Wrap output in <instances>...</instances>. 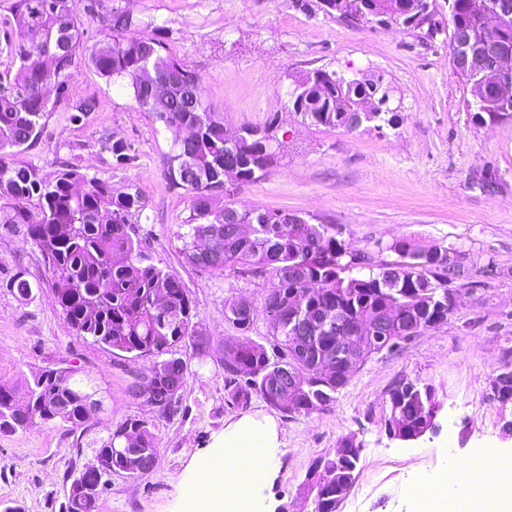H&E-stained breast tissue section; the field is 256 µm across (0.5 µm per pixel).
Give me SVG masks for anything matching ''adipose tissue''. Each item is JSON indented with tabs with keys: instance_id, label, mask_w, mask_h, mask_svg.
<instances>
[{
	"instance_id": "obj_1",
	"label": "adipose tissue",
	"mask_w": 512,
	"mask_h": 512,
	"mask_svg": "<svg viewBox=\"0 0 512 512\" xmlns=\"http://www.w3.org/2000/svg\"><path fill=\"white\" fill-rule=\"evenodd\" d=\"M279 446L274 419L245 416L225 425L223 438L192 463L194 476L207 478L208 487L189 493L187 512H263L261 492L275 478ZM468 463L480 466L485 481L495 487V496L484 497L477 488L453 480L459 469L453 463L448 477L417 480L413 494L419 512H512V455L476 453Z\"/></svg>"
}]
</instances>
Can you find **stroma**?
I'll return each instance as SVG.
<instances>
[{
  "label": "stroma",
  "mask_w": 512,
  "mask_h": 512,
  "mask_svg": "<svg viewBox=\"0 0 512 512\" xmlns=\"http://www.w3.org/2000/svg\"><path fill=\"white\" fill-rule=\"evenodd\" d=\"M133 18L126 36L145 35L152 22L167 51L201 80V92L224 117L228 131L272 126L276 156L253 184L227 181L215 202L288 211L313 224L342 226L351 251L392 262L389 246L400 238L424 246H454L465 255L469 280L447 321L372 355L355 371L327 410L294 418L278 415L281 447L277 477L264 491L271 507L311 512L300 487L311 463L354 437L361 446L358 475L339 512H414L417 476L440 475L450 461L477 450L512 452L504 432L512 402L492 395L491 381L512 363V121L475 125L464 104L470 87L449 56V31L429 35L398 25L356 26L325 13L320 0H76L74 11L93 46L112 5ZM316 69L382 77L400 106L398 128L353 133L302 122L291 93ZM70 100L97 103L82 122L53 113L42 138L19 154L20 162L51 178L74 167L139 191L147 218L142 246L157 266L174 270L197 312L204 355H191L179 407L159 415L126 389L149 375L152 362L130 360L77 336L52 292L40 251L19 224H0V381L16 382L42 368L76 366L87 374L103 410L83 427L50 423L0 434V512H66L72 480L96 466L102 440L129 419L148 421L159 441L154 468L131 478L103 474L99 512H184L183 476L192 459L245 414L267 412L262 399L228 402L224 340L236 335L225 316L233 301H260L265 278L213 273L186 263L179 235L190 215L188 192L164 173L172 136L140 112L128 92L94 70L80 67ZM133 146V158L116 165L102 139ZM23 273L34 284L18 302L3 283ZM404 378L430 385L439 403L436 427L417 440L390 439L389 390Z\"/></svg>",
  "instance_id": "35a3bbf8"
}]
</instances>
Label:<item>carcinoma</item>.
I'll list each match as a JSON object with an SVG mask.
<instances>
[{"instance_id": "cac0c4a2", "label": "carcinoma", "mask_w": 512, "mask_h": 512, "mask_svg": "<svg viewBox=\"0 0 512 512\" xmlns=\"http://www.w3.org/2000/svg\"><path fill=\"white\" fill-rule=\"evenodd\" d=\"M321 8L336 12L356 25L396 23L409 29L427 24L430 34L442 24L430 10L429 0H321ZM13 27L34 38L18 45L5 40L17 67L0 73V224H22L27 238L48 264L56 302L71 328L107 349L150 358L151 375L134 382L129 393L167 414L175 410L187 382L188 360L181 348L196 334L195 307L188 288L172 270L146 262L138 224L145 204L137 192L115 191L112 185L76 168H66L51 180L36 168L16 159L25 147L43 135L49 117L61 105L80 122L95 111L96 103H70L66 90L79 63L93 68L105 81L132 94L138 108L151 115L173 137L164 171L171 183L190 193V216L180 236V253L191 266L209 272L226 270L268 275L269 287L260 304L241 309L229 306L225 318L239 332L224 341V379L232 387L231 404L252 396L288 417L309 415L336 403L356 367L340 372L321 367L336 349V327L304 347L296 343L290 326L293 303L304 301L314 315L340 313L344 322H382L391 345L366 343L365 356L393 350L411 328L424 332L452 314L450 302L457 289L448 287L460 278L461 263L451 258L455 247L427 249L411 239L378 245L399 254L400 260L377 264L368 253H351L337 238L336 225L311 224L290 212L226 203L217 207L215 193L224 189V159L229 148L240 156L238 181L257 182L274 158L272 127L244 126L235 144L226 143L224 119L203 101L198 75L164 51L152 36L122 37L112 32L132 25L117 8L103 19L108 32L91 50L83 47V30L72 0H13ZM453 29L450 60H455V37L468 32L472 51L481 58L484 77H462L470 86L465 104L468 121L475 125L512 119V98L494 100L487 85L512 59L501 60L484 40L486 16L504 15L501 39L512 45V0H448ZM55 97H48L50 91ZM390 87L380 77L342 79L336 72L317 69L297 81L292 93L294 111L316 126L347 129L351 109L363 101L378 106L374 127H396L401 115L383 100ZM118 162L132 159L131 144L110 139L103 143ZM37 200L34 209L26 203ZM239 214L251 226L249 236H224V213ZM5 288L19 301L30 299L33 285L19 272ZM271 329L269 346L254 341L249 332L258 316ZM290 366L303 377V386L288 393L278 367ZM512 365L494 377L502 401H512ZM389 434L418 436L432 430L439 405L433 390L399 379L389 390ZM102 409L95 392L87 389L73 367L39 371L20 384L0 382V432L29 430L38 424L66 423L82 427ZM340 447L349 452L327 454L306 473L314 489L312 512H336V498L357 475L360 453L348 437ZM159 451L158 439L141 419L117 426L100 445L98 459L113 470L134 471L144 466L147 454ZM92 488L83 495L69 494L66 512H96L101 473L87 468L73 480Z\"/></svg>"}]
</instances>
